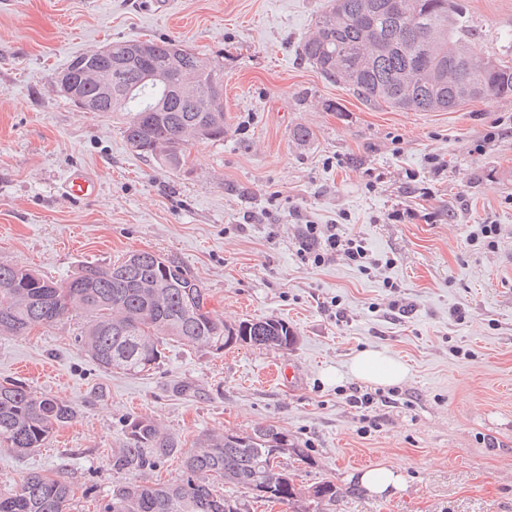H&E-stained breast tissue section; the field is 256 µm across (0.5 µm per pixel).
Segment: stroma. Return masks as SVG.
<instances>
[{"label":"stroma","instance_id":"1","mask_svg":"<svg viewBox=\"0 0 512 512\" xmlns=\"http://www.w3.org/2000/svg\"><path fill=\"white\" fill-rule=\"evenodd\" d=\"M462 2L482 52L512 48V0ZM329 5L0 0V264L63 281L151 251L200 281L225 322L279 318L298 335L285 351L173 343L145 376L99 371L74 317L0 336V380L76 410L46 447H0V491L51 472L75 489L69 512H96L118 480L121 426L142 416L187 448L206 431L276 425L308 448L309 463L288 464L296 483L343 491L324 512H512V95L450 112L367 104L300 55ZM131 38L224 57V139L193 146L189 172L133 149L127 113L79 111L54 86L74 57ZM299 125L307 141L293 138ZM75 168L97 176L92 198L63 196ZM306 220L355 234L379 266L303 263ZM480 224L496 225L494 246L473 241ZM367 347L407 378L326 379ZM280 362L296 384L254 382ZM22 363L39 375H20ZM356 385L375 399L368 412L346 401ZM376 466L400 467L403 488L380 498L354 482Z\"/></svg>","mask_w":512,"mask_h":512}]
</instances>
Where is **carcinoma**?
<instances>
[{"label": "carcinoma", "instance_id": "cac0c4a2", "mask_svg": "<svg viewBox=\"0 0 512 512\" xmlns=\"http://www.w3.org/2000/svg\"><path fill=\"white\" fill-rule=\"evenodd\" d=\"M366 0H334L301 56L327 81L347 86L363 101L413 112H440L432 102L445 88L429 79L432 68L460 60L485 93L461 89L460 102L512 94V58L481 53L469 17L457 0H401V12L386 9L389 0H371L376 26L361 24ZM112 54H82L63 69L96 102V112H128L126 141L140 153L174 170L193 166L190 145L224 140V56L205 60L178 42L129 39L109 44ZM149 50L153 69L173 86L189 85L214 100V111L200 112L194 98L165 95L166 86L141 79L142 63L120 71L113 65L138 49ZM112 71V95L101 97L99 78ZM80 319L75 342L105 372L141 375L155 370L171 342L215 352L224 350L229 325L206 307V289L173 259L134 251L108 265L88 263L65 282H53L18 265L0 264V335L29 334L51 328L68 315ZM242 343L288 350L296 333L275 318L238 322ZM75 417L72 405L24 384L0 382V446L18 454L44 447ZM281 430L260 426L243 435L211 431L185 451L181 441L146 417L126 420L123 440L112 449V472L152 471L162 460L182 456V477L173 482L116 484L99 512H248L262 500L285 512H320L340 497L336 485L311 486L302 495L292 474L279 461L268 465L270 437ZM230 486L226 496L219 486ZM75 491L65 479L32 472L17 487L0 492V512H66Z\"/></svg>", "mask_w": 512, "mask_h": 512}]
</instances>
